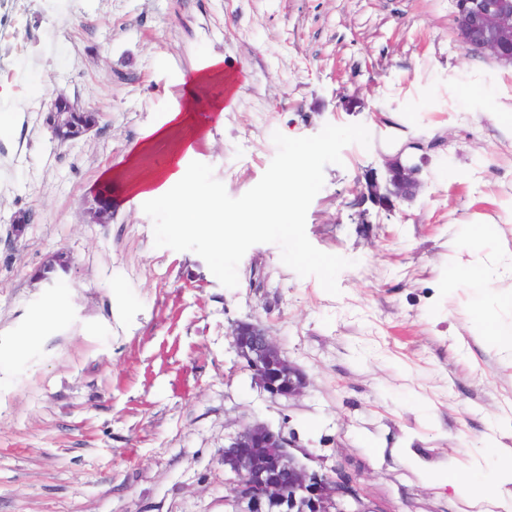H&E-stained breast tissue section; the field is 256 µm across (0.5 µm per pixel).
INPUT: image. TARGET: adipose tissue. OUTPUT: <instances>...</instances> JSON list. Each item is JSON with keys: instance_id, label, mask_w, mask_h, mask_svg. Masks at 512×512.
<instances>
[{"instance_id": "obj_1", "label": "adipose tissue", "mask_w": 512, "mask_h": 512, "mask_svg": "<svg viewBox=\"0 0 512 512\" xmlns=\"http://www.w3.org/2000/svg\"><path fill=\"white\" fill-rule=\"evenodd\" d=\"M317 146L306 144L296 149L288 162L289 173L274 190L256 199L251 208L255 213L276 214L284 230H292L303 196L315 174ZM135 197L150 201L174 216L179 229H192L208 235L214 242V264L224 261L227 227L221 201L208 195L201 187L194 170L184 160L176 168L148 179L135 189ZM451 284L476 286L478 299L494 297L504 315L490 321H479V335L502 351H512V290L500 288L502 273L512 274V254L488 257L476 256L470 239H463L455 254L449 256ZM438 482L451 485L477 501L486 502L488 512H512V467L482 473L479 480L461 478L459 471L440 473Z\"/></svg>"}]
</instances>
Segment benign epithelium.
Wrapping results in <instances>:
<instances>
[{"mask_svg":"<svg viewBox=\"0 0 512 512\" xmlns=\"http://www.w3.org/2000/svg\"><path fill=\"white\" fill-rule=\"evenodd\" d=\"M463 47L467 54L501 64H512V0H455ZM80 109L59 96L49 113L53 138L61 143L77 140L92 131L98 117L81 123ZM385 186L372 182L367 197L390 210L395 202L415 197L420 188V166L396 158L388 163ZM93 222L107 224L112 205L107 191L96 194L88 210ZM68 263L59 251L48 257L35 280L46 282V272ZM238 356L253 372L255 383L272 397L295 398L307 381L302 371L283 353L259 323L239 321L229 332ZM228 491L241 512H374L365 504L356 481L344 471L320 472L302 464L291 451L283 431L262 422L245 425L224 448Z\"/></svg>","mask_w":512,"mask_h":512,"instance_id":"benign-epithelium-1","label":"benign epithelium"}]
</instances>
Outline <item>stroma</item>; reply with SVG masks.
Returning a JSON list of instances; mask_svg holds the SVG:
<instances>
[{
  "instance_id": "obj_1",
  "label": "stroma",
  "mask_w": 512,
  "mask_h": 512,
  "mask_svg": "<svg viewBox=\"0 0 512 512\" xmlns=\"http://www.w3.org/2000/svg\"><path fill=\"white\" fill-rule=\"evenodd\" d=\"M26 48L0 59V348L66 294L64 321L0 367V512H234L224 447L259 421L312 468L344 469L375 512H470L446 466L512 447V357L473 328L471 289L448 285L470 224L479 254L512 252V67L466 55L453 0H0ZM239 81L224 94V75ZM195 86L202 129H150ZM65 95L100 112L75 143L45 124ZM360 123L370 147L327 165L306 216L319 250L350 259L339 295L250 247L239 284L191 251L154 245L131 190L193 137L197 161L234 198L276 154L274 132ZM420 145L417 197L385 211L360 199L386 159ZM112 183V219L88 208ZM31 222L11 233L15 213ZM59 251L67 274L32 275ZM261 321L307 378L271 397L232 346Z\"/></svg>"
}]
</instances>
